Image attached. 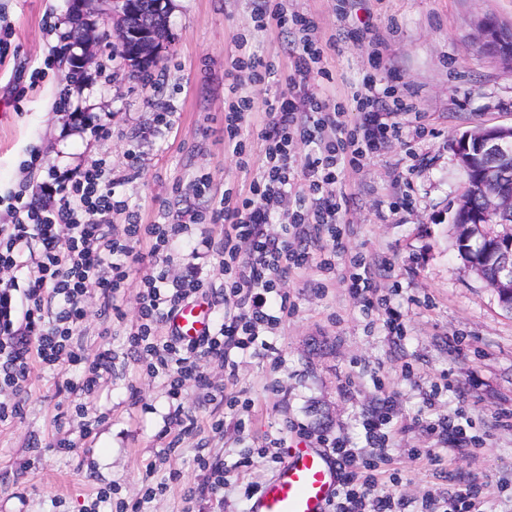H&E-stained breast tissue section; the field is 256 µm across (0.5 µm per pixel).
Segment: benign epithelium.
I'll return each instance as SVG.
<instances>
[{"label": "benign epithelium", "mask_w": 512, "mask_h": 512, "mask_svg": "<svg viewBox=\"0 0 512 512\" xmlns=\"http://www.w3.org/2000/svg\"><path fill=\"white\" fill-rule=\"evenodd\" d=\"M167 0H73L71 14L77 23L86 51L77 63L88 69L95 60L94 47L104 36L125 52L132 64L145 66L156 61L168 43ZM479 43L498 58L512 57V36L494 19L479 25ZM455 153L464 171L476 156L506 158L512 153V126L478 127L455 140ZM474 184L482 193V209L477 216H455L456 235L465 242L482 239L487 224H501V233L492 249L497 275L489 284L499 306L512 313V166L491 164L478 171Z\"/></svg>", "instance_id": "obj_1"}]
</instances>
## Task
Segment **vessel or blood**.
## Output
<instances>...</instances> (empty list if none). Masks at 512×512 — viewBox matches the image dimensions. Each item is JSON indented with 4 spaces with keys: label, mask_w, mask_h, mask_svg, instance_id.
<instances>
[{
    "label": "vessel or blood",
    "mask_w": 512,
    "mask_h": 512,
    "mask_svg": "<svg viewBox=\"0 0 512 512\" xmlns=\"http://www.w3.org/2000/svg\"><path fill=\"white\" fill-rule=\"evenodd\" d=\"M210 322L209 306L198 301L178 308L167 329L193 340L206 334ZM341 477L336 458L316 446L298 444L288 450L284 463L253 496L251 512H328Z\"/></svg>",
    "instance_id": "obj_1"
}]
</instances>
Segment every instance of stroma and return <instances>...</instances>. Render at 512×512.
I'll list each match as a JSON object with an SVG mask.
<instances>
[{"label": "stroma", "instance_id": "35a3bbf8", "mask_svg": "<svg viewBox=\"0 0 512 512\" xmlns=\"http://www.w3.org/2000/svg\"><path fill=\"white\" fill-rule=\"evenodd\" d=\"M0 3L19 57L29 63L42 62L60 43L42 28L46 11L60 18L62 32L74 28L68 0ZM288 6L314 16L316 39L330 47L329 96L345 100L350 86L371 73L373 52L381 51L417 92L427 134L406 133L404 144L344 174L338 189L349 198L350 230L336 257L338 276L322 289L316 269L288 277L283 289L297 311L268 336L269 350L240 359L232 378L217 363H205L225 397L251 401L244 417L189 381L182 398L196 428L180 435L168 424L164 379L149 375L124 343L125 328L136 321L138 273L127 281L120 312L101 314L97 297L89 296L80 342L90 357L111 350L112 371L87 398L69 387L77 369L33 366L21 418L0 424V512H84L101 487L118 485L121 498L134 500L146 481L162 478L169 481L165 496L142 502L141 512H250L245 484L265 483L279 466L257 449L276 440L290 445L302 427L309 442L328 434L350 439L371 457L385 456L379 490L405 497L409 512H419L427 492L457 496L475 483L487 512H512V427L499 421L501 413H512V314L465 267L453 223L465 181L454 139L477 126L512 125V68L474 41L483 18L512 24V0H360L343 24L358 30L376 24L379 49L366 38L337 42L343 24L335 0H288ZM169 25V47L142 75L114 59L110 48L97 47L70 112L53 109L68 63L59 62L18 106L6 92L13 64H1L0 187L28 180L21 162L35 146L46 164L62 170L104 159L141 224L160 222L166 213L207 212L229 185L247 189L224 146L226 74L242 37L251 52L289 74L297 39L257 28L249 0H170ZM160 112L172 113L170 126L157 122ZM100 124L109 135L97 133ZM132 144L139 149L134 178L127 157ZM196 172L207 174L208 194L190 186ZM404 194L410 207L389 211V200ZM355 254L366 258L381 294L401 311L403 337L389 335L382 316H365L340 282ZM388 396L397 434L393 448L382 452L367 446L362 420ZM459 414L468 419L474 444L451 443L426 429L431 420ZM88 420L92 434L80 438ZM175 438L178 450L160 459ZM62 439L74 440V448L59 450ZM249 450L252 465L235 469ZM428 451L440 456L439 464L427 463ZM201 453L222 459L231 473L218 497L192 501L185 492L205 477Z\"/></svg>", "mask_w": 512, "mask_h": 512}]
</instances>
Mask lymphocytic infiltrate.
Wrapping results in <instances>:
<instances>
[{
    "label": "lymphocytic infiltrate",
    "mask_w": 512,
    "mask_h": 512,
    "mask_svg": "<svg viewBox=\"0 0 512 512\" xmlns=\"http://www.w3.org/2000/svg\"><path fill=\"white\" fill-rule=\"evenodd\" d=\"M257 28L297 33L298 50L289 76L278 67L248 53L239 41L233 68L248 71L253 84L284 82L278 96L265 100L266 121L246 125L255 111L254 97L238 83L227 88L224 145L241 171H249L251 139L264 144L261 172L247 190L231 186L212 204L209 223L224 227L220 241L201 235L191 246V258L214 252L223 280L205 286L196 273L174 278L166 260L185 228L203 217L182 213L176 222H128L123 234L111 232L113 213L127 209L117 196L104 160L57 172L45 166L32 149L23 165L45 167L37 185L0 194L10 220L0 224V422L21 415L27 381L33 365L49 368L83 366L75 389L91 396L112 366L111 350L86 360L79 329L85 317L83 301L98 293L105 308H117L133 266L143 276L138 293L137 320L127 342L153 374L164 376L175 403L168 414L182 433L192 432L195 420L177 402L185 382L211 389L201 359L210 358L235 370L239 354L267 349V333L296 312L281 288L290 272L311 266L328 268L324 255L311 254L304 245L308 233L341 248L348 232L347 197L335 187L345 171H359L365 161L387 143L401 141L406 122L423 132L421 110L409 85L378 88L377 76L352 87L346 102L328 97L322 83L332 81L326 45L314 39L317 27L311 15L288 11L281 0H251ZM356 121L346 125V106ZM311 147L304 161H296L297 143ZM350 294L365 314L384 311L390 333L403 335L402 316L390 307L363 258L355 257L343 277ZM209 295L223 313L200 339L185 341L159 335L173 312L202 295ZM332 449L344 470L331 512H394L391 496L375 495L378 465L349 440L320 439Z\"/></svg>",
    "instance_id": "obj_1"
}]
</instances>
